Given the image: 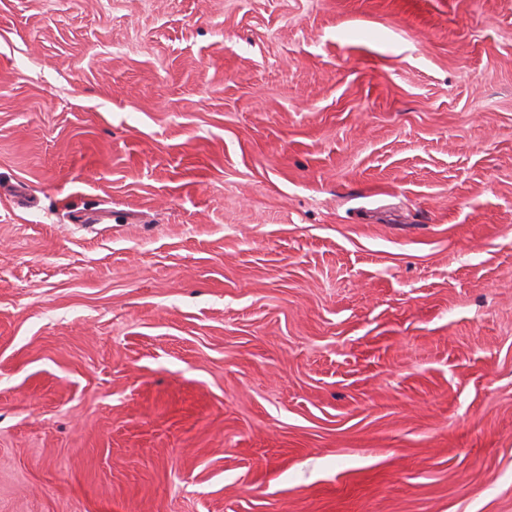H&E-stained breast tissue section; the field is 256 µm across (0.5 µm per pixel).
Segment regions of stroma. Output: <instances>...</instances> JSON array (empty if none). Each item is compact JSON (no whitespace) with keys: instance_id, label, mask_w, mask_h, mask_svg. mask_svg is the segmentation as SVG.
I'll return each instance as SVG.
<instances>
[{"instance_id":"stroma-1","label":"stroma","mask_w":512,"mask_h":512,"mask_svg":"<svg viewBox=\"0 0 512 512\" xmlns=\"http://www.w3.org/2000/svg\"><path fill=\"white\" fill-rule=\"evenodd\" d=\"M0 512H512V0H0Z\"/></svg>"}]
</instances>
